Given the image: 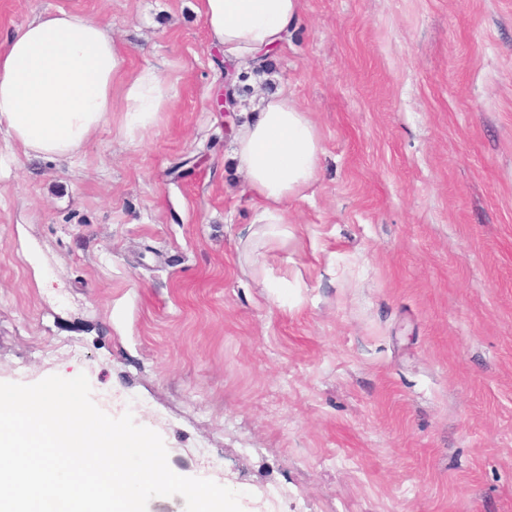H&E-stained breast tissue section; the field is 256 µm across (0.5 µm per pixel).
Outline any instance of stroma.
I'll use <instances>...</instances> for the list:
<instances>
[{
    "label": "stroma",
    "mask_w": 512,
    "mask_h": 512,
    "mask_svg": "<svg viewBox=\"0 0 512 512\" xmlns=\"http://www.w3.org/2000/svg\"><path fill=\"white\" fill-rule=\"evenodd\" d=\"M198 6L0 0V42L75 10L170 82L76 163L0 149V382L86 374L243 512H512V0H300L235 107L281 92L321 134L284 245L242 241Z\"/></svg>",
    "instance_id": "35a3bbf8"
}]
</instances>
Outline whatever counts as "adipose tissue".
<instances>
[{
	"label": "adipose tissue",
	"mask_w": 512,
	"mask_h": 512,
	"mask_svg": "<svg viewBox=\"0 0 512 512\" xmlns=\"http://www.w3.org/2000/svg\"><path fill=\"white\" fill-rule=\"evenodd\" d=\"M199 10L210 38L244 61L287 40L300 0H199ZM169 100L161 69L128 72L122 44L77 11L36 17L0 46V139L28 157L75 162L111 120L128 134L150 128ZM322 153L309 112L288 95H269L247 116L233 147L259 207L247 239L287 234L285 205L304 196Z\"/></svg>",
	"instance_id": "ef3b65f1"
}]
</instances>
